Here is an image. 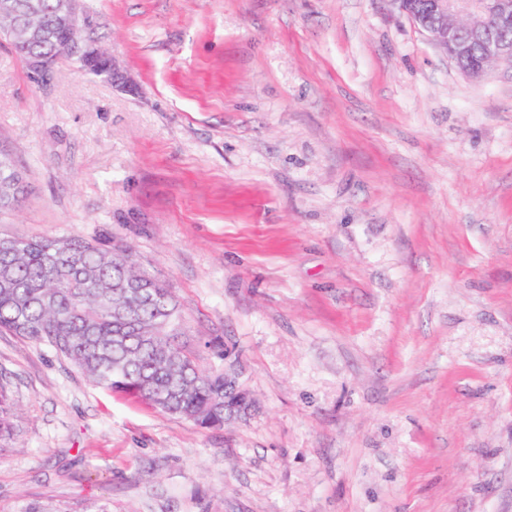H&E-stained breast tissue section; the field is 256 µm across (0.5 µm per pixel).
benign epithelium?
<instances>
[{
  "mask_svg": "<svg viewBox=\"0 0 512 512\" xmlns=\"http://www.w3.org/2000/svg\"><path fill=\"white\" fill-rule=\"evenodd\" d=\"M399 9L434 46L463 74L481 78L498 63L512 64V41L494 38V31L512 29V0H393ZM8 17L7 26L0 23V36L12 37L21 32L32 39L43 37L44 31L27 19H19L12 0H0V18ZM60 23L67 37L55 42V51L47 56H35L29 61L32 73L45 77L57 59L67 55L75 59L82 71L113 76L112 60L100 49L75 39V35L90 25L80 15L77 0H62ZM0 187L19 195L26 189L21 170L11 165L0 172Z\"/></svg>",
  "mask_w": 512,
  "mask_h": 512,
  "instance_id": "1",
  "label": "benign epithelium"
}]
</instances>
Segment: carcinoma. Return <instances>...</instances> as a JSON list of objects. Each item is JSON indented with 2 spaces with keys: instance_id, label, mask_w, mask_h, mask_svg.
Segmentation results:
<instances>
[{
  "instance_id": "cac0c4a2",
  "label": "carcinoma",
  "mask_w": 512,
  "mask_h": 512,
  "mask_svg": "<svg viewBox=\"0 0 512 512\" xmlns=\"http://www.w3.org/2000/svg\"><path fill=\"white\" fill-rule=\"evenodd\" d=\"M38 2L36 22L52 35L60 0ZM10 45L24 60L52 49L49 39ZM130 259L129 248L108 239L1 240L0 330L51 347L96 386L204 428L223 426L224 406L245 398L224 388V372L205 371L185 353L172 289L144 270L129 284ZM13 417L0 382V442L13 437ZM13 512H112V502L23 501Z\"/></svg>"
}]
</instances>
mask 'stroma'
Returning <instances> with one entry per match:
<instances>
[{
    "label": "stroma",
    "mask_w": 512,
    "mask_h": 512,
    "mask_svg": "<svg viewBox=\"0 0 512 512\" xmlns=\"http://www.w3.org/2000/svg\"><path fill=\"white\" fill-rule=\"evenodd\" d=\"M80 8L114 80L0 43V236L129 244L251 404L204 429L0 332V512H512V65L394 0ZM13 403L7 387L0 382V442L10 440L13 437ZM13 512H112V502L102 499L76 504L23 501L17 505Z\"/></svg>",
    "instance_id": "obj_1"
}]
</instances>
